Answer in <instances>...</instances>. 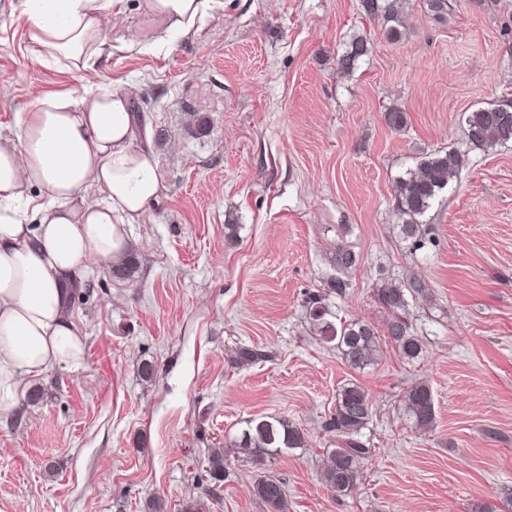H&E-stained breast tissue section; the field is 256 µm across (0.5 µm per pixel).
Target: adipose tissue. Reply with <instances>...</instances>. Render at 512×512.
Wrapping results in <instances>:
<instances>
[{
	"mask_svg": "<svg viewBox=\"0 0 512 512\" xmlns=\"http://www.w3.org/2000/svg\"><path fill=\"white\" fill-rule=\"evenodd\" d=\"M115 0H24L30 61L88 66ZM135 118L120 91L85 86L45 97L0 142V411L22 383L79 368L86 337L69 308L88 273L133 245L127 227L159 199L154 153L132 144ZM38 197H30V189ZM99 198L90 200L89 189Z\"/></svg>",
	"mask_w": 512,
	"mask_h": 512,
	"instance_id": "1",
	"label": "adipose tissue"
}]
</instances>
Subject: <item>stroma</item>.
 Segmentation results:
<instances>
[{
    "label": "stroma",
    "mask_w": 512,
    "mask_h": 512,
    "mask_svg": "<svg viewBox=\"0 0 512 512\" xmlns=\"http://www.w3.org/2000/svg\"><path fill=\"white\" fill-rule=\"evenodd\" d=\"M444 18L404 0L399 40L359 0H214L190 31L118 0L93 70L28 63L23 0H0V135L44 97L80 96L86 81L125 93L144 118L165 189L133 225L138 270L103 264L70 311L86 333L80 368L58 365L0 413V512H265L257 471L278 476L288 512H474L512 499V144L467 149L462 117L512 101V0H448ZM369 52L350 73L336 60L352 36ZM405 113L402 130L385 114ZM465 151L458 181L424 221L433 245L398 237L394 181L423 152ZM239 240L224 239L225 224ZM360 256L337 319L383 326L379 275L413 272L430 304L414 308L425 350L408 362L351 368L309 332L307 300L334 269V228ZM239 346L266 359L248 367ZM157 367L152 381L141 363ZM431 386L432 431L402 417L411 383ZM349 382L375 413L357 488L318 476L336 437L324 428ZM294 422L307 445L263 467L226 458L215 494L201 483L210 449L243 420Z\"/></svg>",
    "instance_id": "35a3bbf8"
}]
</instances>
